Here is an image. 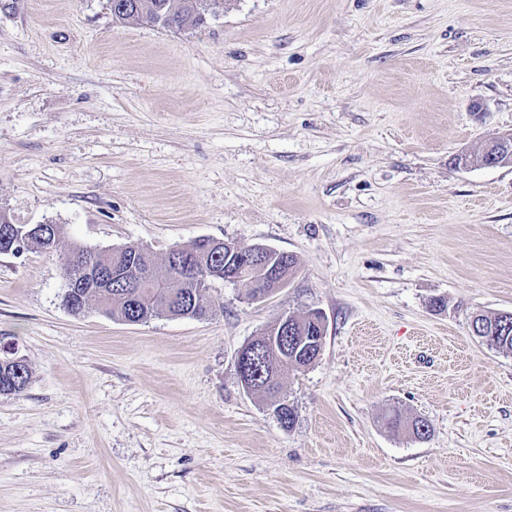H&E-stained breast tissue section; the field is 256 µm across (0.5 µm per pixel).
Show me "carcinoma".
Segmentation results:
<instances>
[{
  "label": "carcinoma",
  "instance_id": "cac0c4a2",
  "mask_svg": "<svg viewBox=\"0 0 512 512\" xmlns=\"http://www.w3.org/2000/svg\"><path fill=\"white\" fill-rule=\"evenodd\" d=\"M125 5L124 14L117 21L141 20L166 28L170 26L169 17L185 25L187 29H196L204 25L206 11L215 12L224 9V0H121ZM62 226L47 224L43 229L31 230L29 224L0 223V249L4 240L17 241L21 251L32 249L52 252L57 248ZM237 244L215 247L209 251L195 249V242L178 246L183 252H194L192 265L206 283L224 280V272H233V258L226 257L230 249ZM92 248H78L64 262L67 282L79 281L89 259ZM120 265H144L138 246L127 245L125 250L113 258ZM70 311L81 313L89 302L95 301L103 306L105 312L114 318L137 324L166 312L172 316L186 314L198 317L208 312L213 313L216 305L206 288L195 287V282L184 277L173 276L163 288H126L112 287V301L105 302L98 292L90 288H74L70 294L63 295ZM478 321L484 333L476 335L479 341L491 349L512 352V316L504 319L500 313H482ZM320 342V329L308 315L296 316L288 326V337L260 336L253 340L258 349L255 355L253 395L270 402L273 412H278L283 400L280 399L281 378L284 372L299 370L314 363L312 353L316 352ZM29 382L28 366L14 358H0V394H19ZM387 425L395 430H405L417 439H426L431 434L428 421L422 417L405 419L395 413L388 417Z\"/></svg>",
  "mask_w": 512,
  "mask_h": 512
}]
</instances>
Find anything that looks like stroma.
Wrapping results in <instances>:
<instances>
[{"label":"stroma","mask_w":512,"mask_h":512,"mask_svg":"<svg viewBox=\"0 0 512 512\" xmlns=\"http://www.w3.org/2000/svg\"><path fill=\"white\" fill-rule=\"evenodd\" d=\"M510 130L512 0H228L188 31L0 0V210L63 227L0 254V356L30 370L0 395V512H512V353L469 329L512 311V167L452 163ZM199 237L297 273L213 282L204 319L62 304L73 245ZM311 309L285 428L236 361ZM386 424L398 431L405 430L416 439H426L431 434L428 421L422 417L407 420L401 414L395 413L388 417Z\"/></svg>","instance_id":"obj_1"}]
</instances>
